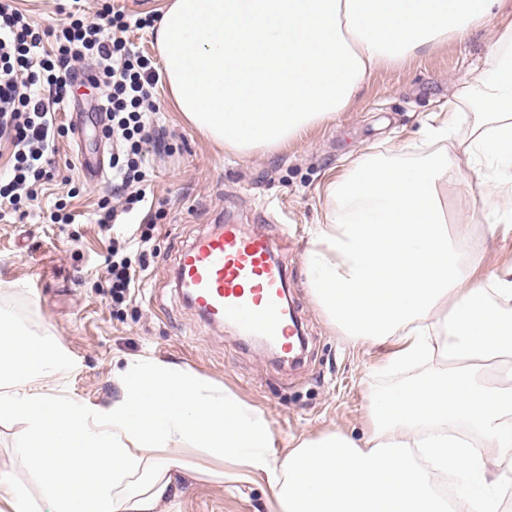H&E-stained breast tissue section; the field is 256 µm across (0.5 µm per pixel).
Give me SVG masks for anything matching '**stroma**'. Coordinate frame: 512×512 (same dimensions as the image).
I'll list each match as a JSON object with an SVG mask.
<instances>
[{"label": "stroma", "instance_id": "35a3bbf8", "mask_svg": "<svg viewBox=\"0 0 512 512\" xmlns=\"http://www.w3.org/2000/svg\"><path fill=\"white\" fill-rule=\"evenodd\" d=\"M500 24L492 19L467 41L451 39L377 69L335 121L274 154L240 155L217 147L175 111L166 84H159L157 118L170 151L148 156V206L107 232L97 224L96 210L112 179L90 184L82 165L109 160L113 149L86 115L87 101L98 90L75 86L74 99L57 118L82 127V135L57 140L58 175L28 217L20 223L0 220V307L61 352L58 372L42 382L45 391L107 409L121 394L114 368L155 359L192 369L264 411L277 452L294 440L336 429L363 441L370 395L396 387L405 376L385 368L392 344L352 345L309 293L304 257L310 230L323 221L321 193L351 155L417 163L426 152L420 135L425 117L470 81ZM73 186L80 190L71 202L75 223H52L54 201ZM446 202L470 219L474 237L486 238V270L512 265V225H500L494 237H486L479 196L462 193L457 182H449ZM222 216L273 237L288 230L296 234L298 247L288 255V301L306 336L299 364L278 361L229 326L205 322L177 288L179 253ZM116 242L132 266L144 270L139 290L119 304L100 286ZM184 463L174 472L176 497L163 504V512H269L262 477L251 476L230 492L222 481L200 475L210 459L190 453Z\"/></svg>", "mask_w": 512, "mask_h": 512}]
</instances>
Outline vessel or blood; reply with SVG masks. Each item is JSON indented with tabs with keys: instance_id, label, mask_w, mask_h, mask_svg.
Masks as SVG:
<instances>
[{
	"instance_id": "1",
	"label": "vessel or blood",
	"mask_w": 512,
	"mask_h": 512,
	"mask_svg": "<svg viewBox=\"0 0 512 512\" xmlns=\"http://www.w3.org/2000/svg\"><path fill=\"white\" fill-rule=\"evenodd\" d=\"M296 239L272 238L240 224L213 225L182 249L176 263L178 288L190 307L210 323H233L246 336H265L292 354L296 330L284 306L286 257Z\"/></svg>"
}]
</instances>
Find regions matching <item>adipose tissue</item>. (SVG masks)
<instances>
[{
  "mask_svg": "<svg viewBox=\"0 0 512 512\" xmlns=\"http://www.w3.org/2000/svg\"><path fill=\"white\" fill-rule=\"evenodd\" d=\"M507 0H166L154 24L169 93L189 124L244 154L277 152L336 118L383 64L468 37ZM473 114L456 151L406 167L366 154L324 187L311 232L308 290L355 343L393 342L407 368L442 350L447 370L372 396L364 443L342 431L285 455L264 413L194 371L155 360L115 378L105 411L43 392L56 349L0 309V419L23 423L25 475L0 472L11 512H157L173 494L182 445L223 462V476L262 474L270 512H442L435 478L461 472L472 491L455 512H495L512 478V266L484 268L467 219L448 217L449 177L483 187L488 234L512 222V23L428 138Z\"/></svg>",
  "mask_w": 512,
  "mask_h": 512,
  "instance_id": "ef3b65f1",
  "label": "adipose tissue"
}]
</instances>
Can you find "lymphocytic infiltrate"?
<instances>
[{
    "instance_id": "obj_1",
    "label": "lymphocytic infiltrate",
    "mask_w": 512,
    "mask_h": 512,
    "mask_svg": "<svg viewBox=\"0 0 512 512\" xmlns=\"http://www.w3.org/2000/svg\"><path fill=\"white\" fill-rule=\"evenodd\" d=\"M130 26L110 0L92 19L83 0H70L65 22L44 29L33 27L11 0H0V139L9 142L14 160L0 174V218H26L24 202L37 200L40 186L53 180L61 130L56 114L67 103L71 74L86 63L93 87L101 91L100 135L118 147L111 161L113 195L99 202L98 222L111 228L144 203L141 184L156 142L160 73L158 63L129 42ZM140 281V270L111 252L104 283L113 301L122 302Z\"/></svg>"
}]
</instances>
